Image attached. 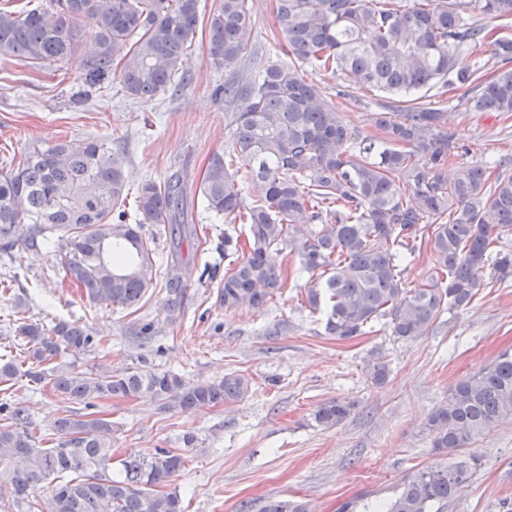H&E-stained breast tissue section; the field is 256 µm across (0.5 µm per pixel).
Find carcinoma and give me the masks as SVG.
I'll list each match as a JSON object with an SVG mask.
<instances>
[{
  "label": "carcinoma",
  "instance_id": "1",
  "mask_svg": "<svg viewBox=\"0 0 512 512\" xmlns=\"http://www.w3.org/2000/svg\"><path fill=\"white\" fill-rule=\"evenodd\" d=\"M199 0H48L46 7L0 8V57L30 63H67L82 57L89 86L117 75L125 93L155 99L184 79L183 60L199 23ZM248 0H218L206 21L209 62L231 73L224 99L232 113L233 153L213 154L199 189L209 209L248 225L245 246L224 235V251L240 253L224 273L226 309L263 306L281 288L284 250L300 270L321 272L308 290L327 307L326 330L346 340L380 319L392 335L411 340L446 310L468 306L486 270L512 278V254L493 251L512 231V175L501 164H463L455 177L442 169L458 148L444 112L420 101V91L472 86L466 112L512 113V0H278L286 64L268 63L258 80L242 86L232 73L253 59ZM492 51L493 71L458 67L479 45ZM318 64L346 80L387 93L374 122L380 142L347 123L333 102L307 83L300 65ZM253 185L250 203L242 196ZM129 195L126 154L98 139H51L30 146L0 171V250L56 244L64 279L88 299L130 307L145 294L153 267L145 224H174L181 238L197 236L185 219L184 187L172 176L141 184L136 223L123 203ZM315 221L322 230L298 236ZM424 242L435 271L405 287L403 253ZM188 270L178 254L166 265L167 320L181 313ZM16 351L0 354V488L26 512H184L175 491H164L185 468V456L160 448L154 457L121 460L114 477L117 429L100 410L113 398H147L191 413L244 399L250 380L229 374L218 382L186 383L171 371L75 372L55 363L63 354L93 352L86 329L60 320L47 327L18 319L10 328ZM372 384L389 375L375 354L367 364ZM46 384L53 395L83 405L64 411L47 428L12 400L21 380ZM350 405L326 401L312 416L330 428ZM512 416V351L459 378L448 403L426 423L433 450L450 459L404 477L385 512H431L467 481L464 456L471 442ZM48 489V495L41 490ZM257 512H306L296 500H268Z\"/></svg>",
  "mask_w": 512,
  "mask_h": 512
}]
</instances>
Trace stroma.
<instances>
[{"label": "stroma", "instance_id": "obj_1", "mask_svg": "<svg viewBox=\"0 0 512 512\" xmlns=\"http://www.w3.org/2000/svg\"><path fill=\"white\" fill-rule=\"evenodd\" d=\"M256 56L240 69L241 83L253 82L271 61H284V36L277 0H251ZM207 32L197 27L185 69L187 85L152 101L127 97L119 83L85 86L79 60L66 79L55 66H24L0 59V163L20 158L37 141L101 139L127 156L130 190L147 180L165 183L180 175L188 218L198 241L175 243L166 224L142 228L155 249L152 281L132 307L90 302L62 281L58 249L16 246L0 252V348L9 323L23 317L85 326L100 342L97 351L63 356L81 372L105 364L122 371H172L189 383L210 382L230 373L251 381L249 395L230 405L180 413L142 398L116 399L108 411L118 429L113 471L133 454L151 459L158 449L185 452L183 472L172 483L186 512H243L260 499H294L308 512H375L395 497L405 476L438 462L425 424L460 377L477 372L512 347V280L486 279L471 304L445 311L421 336H393L387 320L369 333L339 340L325 329V310H313L307 290L315 281L299 274L295 255L285 261L283 284L261 308L224 309L219 291L229 262L224 236L246 238L243 224H225L208 211L198 192L213 153L231 150L230 114L236 106L214 97L226 74L206 57ZM306 81L336 99L346 122L377 137L373 119L377 92L340 75L304 64ZM467 87L446 95L430 90L426 101L444 109L459 150L443 170L453 177L460 164L507 163L512 172V113L467 112ZM180 252L190 273L183 280L184 311L166 321L165 264ZM389 366L384 385L366 373L372 353ZM351 406L332 428L318 426L312 412L329 400ZM194 434L185 449L182 437ZM477 459L469 479L439 512H512V419L475 439L467 449Z\"/></svg>", "mask_w": 512, "mask_h": 512}]
</instances>
